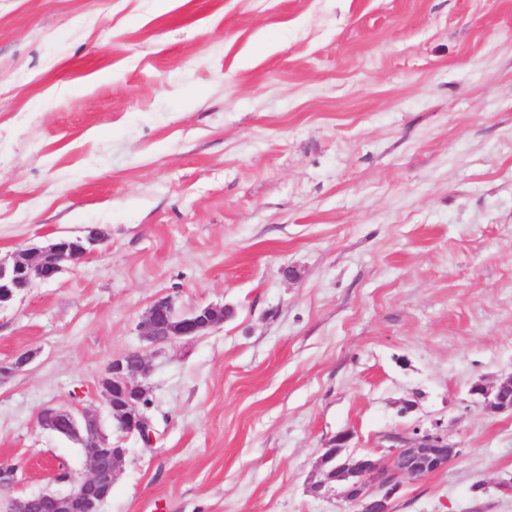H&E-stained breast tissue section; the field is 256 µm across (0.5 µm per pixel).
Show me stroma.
<instances>
[{"instance_id":"obj_1","label":"stroma","mask_w":512,"mask_h":512,"mask_svg":"<svg viewBox=\"0 0 512 512\" xmlns=\"http://www.w3.org/2000/svg\"><path fill=\"white\" fill-rule=\"evenodd\" d=\"M103 243L0 306L11 497L89 463L40 426L142 352L156 428L100 512H352L337 434L460 455L392 512H512V0H0V257ZM229 308L153 347L140 322ZM223 311V306L198 307L177 316L179 323L172 325L170 320L177 313L174 301L171 297H161L156 299L146 312L140 326L142 336L154 345L196 336L223 323Z\"/></svg>"}]
</instances>
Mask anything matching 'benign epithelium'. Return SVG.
<instances>
[{"instance_id":"7a95c632","label":"benign epithelium","mask_w":512,"mask_h":512,"mask_svg":"<svg viewBox=\"0 0 512 512\" xmlns=\"http://www.w3.org/2000/svg\"><path fill=\"white\" fill-rule=\"evenodd\" d=\"M104 240L102 233L93 228L86 238L73 242L51 243L45 247H28L17 251L9 260L0 259V304L13 298V289L5 282L14 274H22L31 282H47L65 266L79 264L94 246ZM224 307L208 305L188 313L177 314L170 297L156 299L146 312L141 324L142 336L157 345L172 343L181 338L196 336L224 322ZM179 315V323H170ZM32 361V355L22 354L0 366V375L9 376L22 370ZM151 372L148 359L139 351H130L110 362L101 385L107 405L121 426L130 433L144 432L154 436L151 419L145 414L140 401L146 395L142 384ZM45 428L57 430L62 436L76 442L89 461V473L84 477L65 476L71 482L66 494L43 492L22 499L5 502V512H42L49 503L52 512H100L101 504L112 492V483L123 464L127 449L114 448L101 429L98 409L91 403L76 411L47 407L39 415ZM394 477L380 476L383 466L373 464L356 472H348L347 464L337 460L343 469L342 477L353 479L359 493L347 491L338 498L355 508V512H391L392 500L401 489V478L421 473H433L447 467L461 449L448 444V436L440 433L416 434L406 446L389 447Z\"/></svg>"}]
</instances>
